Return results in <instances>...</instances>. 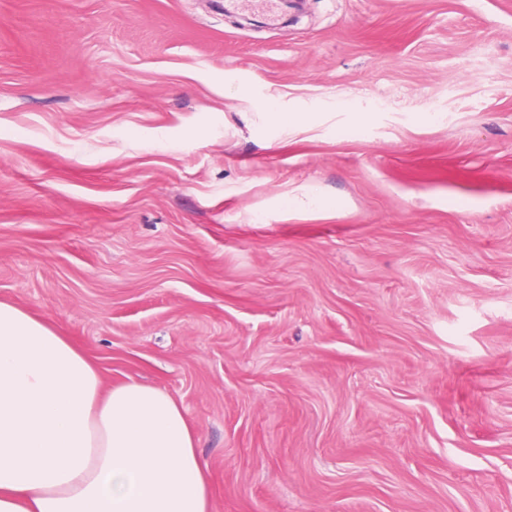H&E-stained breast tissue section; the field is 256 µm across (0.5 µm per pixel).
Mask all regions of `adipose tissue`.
I'll return each mask as SVG.
<instances>
[{
	"instance_id": "adipose-tissue-1",
	"label": "adipose tissue",
	"mask_w": 512,
	"mask_h": 512,
	"mask_svg": "<svg viewBox=\"0 0 512 512\" xmlns=\"http://www.w3.org/2000/svg\"><path fill=\"white\" fill-rule=\"evenodd\" d=\"M197 436L156 387L103 389L47 322L0 302V512H211Z\"/></svg>"
}]
</instances>
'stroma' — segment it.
<instances>
[{
  "label": "stroma",
  "mask_w": 512,
  "mask_h": 512,
  "mask_svg": "<svg viewBox=\"0 0 512 512\" xmlns=\"http://www.w3.org/2000/svg\"><path fill=\"white\" fill-rule=\"evenodd\" d=\"M263 17L0 0V301L169 393L212 512H512V0ZM286 204L288 206V211H292L294 213L312 210H331L338 206L337 202L317 198L310 194L294 197L289 196L286 200Z\"/></svg>",
  "instance_id": "obj_1"
}]
</instances>
